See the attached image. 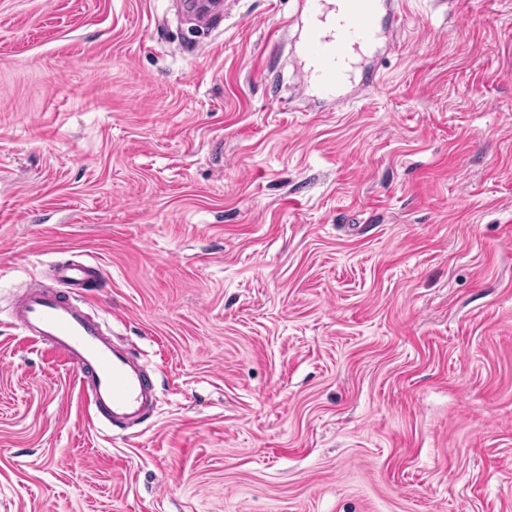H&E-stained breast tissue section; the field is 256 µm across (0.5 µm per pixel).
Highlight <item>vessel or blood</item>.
I'll use <instances>...</instances> for the list:
<instances>
[{
    "mask_svg": "<svg viewBox=\"0 0 512 512\" xmlns=\"http://www.w3.org/2000/svg\"><path fill=\"white\" fill-rule=\"evenodd\" d=\"M401 0H300L298 53L301 88L321 101L343 104L349 91H377L375 65L382 48L403 30ZM54 286L28 287L15 301L12 325L53 352L75 372L80 395L96 420L137 425L154 408L155 382L126 349L116 345L89 312L83 292L103 280L94 262L50 265Z\"/></svg>",
    "mask_w": 512,
    "mask_h": 512,
    "instance_id": "b4317fda",
    "label": "vessel or blood"
}]
</instances>
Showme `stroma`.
<instances>
[{"instance_id": "stroma-1", "label": "stroma", "mask_w": 512, "mask_h": 512, "mask_svg": "<svg viewBox=\"0 0 512 512\" xmlns=\"http://www.w3.org/2000/svg\"><path fill=\"white\" fill-rule=\"evenodd\" d=\"M178 4L0 0V512H512V0H404L339 111L298 0ZM74 257L137 431L10 323Z\"/></svg>"}]
</instances>
